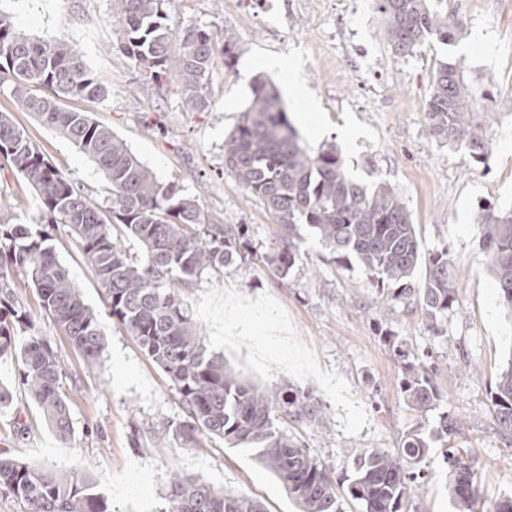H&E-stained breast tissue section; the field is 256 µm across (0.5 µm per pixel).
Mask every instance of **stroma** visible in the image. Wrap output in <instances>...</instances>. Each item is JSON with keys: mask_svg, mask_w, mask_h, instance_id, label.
<instances>
[{"mask_svg": "<svg viewBox=\"0 0 512 512\" xmlns=\"http://www.w3.org/2000/svg\"><path fill=\"white\" fill-rule=\"evenodd\" d=\"M430 5L462 20V36L399 58L373 0H170L165 10L172 30L205 26L218 36L229 30L238 42L232 66H225L223 55L215 57L208 109L187 112L175 85H156L122 56L111 0H0L18 31L76 48L108 92L103 100H65L66 108L112 128L163 182L194 198L211 223L246 225L262 252L274 237V219L225 175L224 140L256 78L272 79L282 91L297 81L314 99L323 125L317 136L300 129L301 142L313 150L336 144L354 179H383L395 188L422 249L447 250L454 263L455 302L430 327L419 306L386 301L360 267L337 264L307 236L288 274L246 262L220 277L202 276L182 294L189 314L209 351L243 377L263 387L289 385L321 403L322 420H286L280 427L304 441L339 481L350 474L352 451L397 450L408 433L437 428L446 413L458 424L448 444L459 449L480 484L477 508L495 512L499 499L512 495V442L500 435L490 400L512 360V311L504 308L489 271L478 216L484 208L512 210V0ZM266 59L289 63L291 74L263 67ZM444 62L457 66L478 102L477 119L491 148L487 163L429 134L424 105ZM0 110L10 111L93 201L105 203L107 183L93 161L1 95ZM36 213L32 188L0 160V223H23ZM50 235L72 284L98 318L105 348L96 363H86L42 312L27 278L13 275V298L31 315V335L46 337L60 357L73 434L66 440L54 435L26 398L15 361L2 358L0 383L12 389L14 400L0 409V455L91 476L112 512H165L174 470L256 498L266 512H298L279 482L244 450L204 436L181 444L172 429L182 417L178 395L112 318L68 227H51ZM228 299L253 321L248 334L216 336L213 311ZM393 336L408 361L433 358L441 400L431 410L404 403ZM21 421L28 434H17ZM420 468L422 481L406 500V512H457L441 453L431 452Z\"/></svg>", "mask_w": 512, "mask_h": 512, "instance_id": "35a3bbf8", "label": "stroma"}]
</instances>
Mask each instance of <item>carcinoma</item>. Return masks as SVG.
<instances>
[{
	"label": "carcinoma",
	"instance_id": "cac0c4a2",
	"mask_svg": "<svg viewBox=\"0 0 512 512\" xmlns=\"http://www.w3.org/2000/svg\"><path fill=\"white\" fill-rule=\"evenodd\" d=\"M169 0H112V22L120 30L119 49L156 83L172 80L182 103L193 111L210 104L216 54L232 65L237 40L229 32L216 40L210 30L191 26L179 32L165 23ZM386 23L393 54L405 57L434 40L452 43L463 33L460 22L431 10L428 0H374ZM0 69L13 74L0 88L15 106L39 116L104 174L108 203L90 200L30 140L10 113L0 112V159L26 180L38 199L31 224H0V359L14 360L30 401L55 434L73 430L65 374L57 351L42 336L20 343L18 331L29 315L13 305L11 278L19 272L36 290L41 309L68 336L89 363L100 357L104 333L95 313L72 285L57 259L46 227L65 224L80 246L103 291L112 317L137 342L142 353L166 375L180 396L184 442L216 437L241 448L281 483L299 512H341L336 476L296 436L278 426L280 415L294 421L321 419L322 406L287 386L270 388L246 382L208 351L181 293L204 274L222 273L237 263L257 260L288 273L300 251L296 241L310 232L340 265L355 260L370 283L391 291V299L420 304L429 321L448 314L455 301V277L448 251L424 253L402 198L383 181L372 186L348 175L345 161L330 145L317 152L303 148L288 121L271 80L256 81L242 118L224 142V170L235 184L259 198L278 229L268 250L258 253L243 241L240 224H212L197 202L173 183L162 182L112 129L86 113L69 110L68 98L102 99L81 55L68 42L36 40L18 32L0 11ZM477 102L453 64L436 71L425 112L430 135L441 144L465 145L474 160L489 157L474 118ZM480 241L505 307L512 310V210L480 218ZM142 249L132 257L123 242ZM425 267V278L415 271ZM435 366L409 365L400 392L412 410L438 401ZM501 433L512 435V363L491 391ZM457 431L443 415L437 429L407 434L394 452L365 448L354 453L347 485L363 512H403L416 465L440 441ZM448 461V493L458 512H475L477 479L460 456ZM12 497L20 512H112L78 475L36 469L0 456V495ZM166 512H264L257 500L220 491L201 478L175 471L167 485Z\"/></svg>",
	"mask_w": 512,
	"mask_h": 512
}]
</instances>
